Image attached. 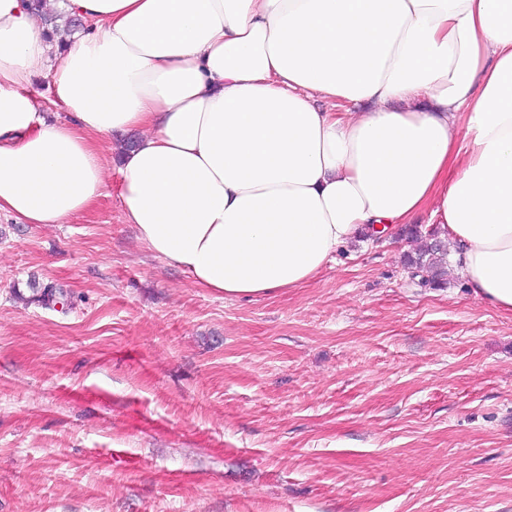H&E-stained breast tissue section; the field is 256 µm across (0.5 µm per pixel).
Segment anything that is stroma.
I'll list each match as a JSON object with an SVG mask.
<instances>
[{
  "mask_svg": "<svg viewBox=\"0 0 512 512\" xmlns=\"http://www.w3.org/2000/svg\"><path fill=\"white\" fill-rule=\"evenodd\" d=\"M118 183L63 224L0 213V512H512V313L412 279L396 230L219 299Z\"/></svg>",
  "mask_w": 512,
  "mask_h": 512,
  "instance_id": "1",
  "label": "stroma"
}]
</instances>
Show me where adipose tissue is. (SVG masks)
<instances>
[{
  "label": "adipose tissue",
  "mask_w": 512,
  "mask_h": 512,
  "mask_svg": "<svg viewBox=\"0 0 512 512\" xmlns=\"http://www.w3.org/2000/svg\"><path fill=\"white\" fill-rule=\"evenodd\" d=\"M60 44L0 0V212L62 224L105 188L124 223L223 299L314 279L420 214L453 269L512 312V0H46ZM46 79L71 120L41 112Z\"/></svg>",
  "instance_id": "1"
}]
</instances>
